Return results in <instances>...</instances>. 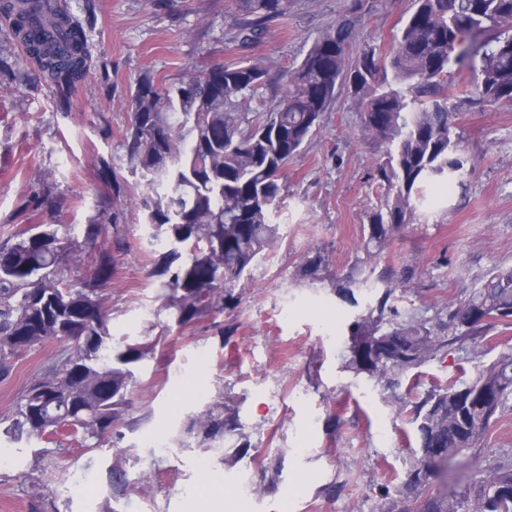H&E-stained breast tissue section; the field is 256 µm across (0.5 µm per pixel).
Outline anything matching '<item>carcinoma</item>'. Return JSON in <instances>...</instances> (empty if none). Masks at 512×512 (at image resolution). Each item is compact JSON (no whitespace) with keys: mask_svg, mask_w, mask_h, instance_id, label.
<instances>
[{"mask_svg":"<svg viewBox=\"0 0 512 512\" xmlns=\"http://www.w3.org/2000/svg\"><path fill=\"white\" fill-rule=\"evenodd\" d=\"M9 17L24 35L28 55L61 93L60 105L90 73L83 27L57 10L41 29L26 3ZM236 38H261L288 16L293 0H231ZM376 0H344L336 21L312 42L285 84L272 85L268 69L247 61L187 69L175 82L143 71L127 90L130 124L124 133L123 176L98 157V173L115 202L85 224H31L0 239V382L24 353L47 342L62 346L24 388L15 410L0 418V436L12 442L49 440L70 430L83 447L112 448L106 470L111 498L126 495L131 480L121 444L130 418V387L141 343L112 346L104 285L117 273L112 248L124 250L125 202L136 207L151 244L161 243L151 270L166 307L186 325L214 319L234 305L238 283L279 239L272 217L284 203L283 171L320 129L336 99L356 100L362 137L385 148L376 173L388 186L362 249L381 252L415 220L430 198L462 184L466 171L457 132V89L473 103L512 102V0H415L416 8L386 54L368 45L350 55L361 19ZM271 93L260 115L253 100ZM133 177L129 182L127 177ZM60 198L33 194L18 210L52 211ZM90 268L86 277L82 267ZM329 260L304 257L303 279H326ZM402 281L388 282L375 312L350 326V364L379 384L417 368L456 342L483 337L487 322L512 318V268H498L455 306L448 320L429 328L385 319L389 297ZM512 400V353L480 366L474 378L437 386L415 403L412 422L420 457L396 490L403 508L388 512H512V461L495 460L450 494L427 491L430 477L463 467L479 449L495 415ZM185 433L216 440L239 437L232 461L252 448L239 408L221 396L189 419Z\"/></svg>","mask_w":512,"mask_h":512,"instance_id":"1","label":"carcinoma"}]
</instances>
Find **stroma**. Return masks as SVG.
Instances as JSON below:
<instances>
[{"mask_svg":"<svg viewBox=\"0 0 512 512\" xmlns=\"http://www.w3.org/2000/svg\"><path fill=\"white\" fill-rule=\"evenodd\" d=\"M86 20L91 74L69 110L57 88L17 46L0 20V57L14 64L13 89L0 94V236L28 224H82L116 203L95 159L122 169L129 114L128 85L141 72L176 79L190 67L245 59L283 80L320 31L336 21L343 0H294L288 17L264 38L241 46L230 0H63ZM414 0H378L361 23L358 45L389 51L391 35ZM359 104L340 96L326 124L291 160L287 196L274 216L277 246L236 287L239 302L220 337L210 319L180 326L150 278L152 253L141 215L126 205V250L105 287L113 343L141 342L150 352L136 371L125 443L132 488L110 500L106 470L112 451L81 448L65 435L51 443L42 479L59 512H386L384 489H397L416 462L413 402L437 385L469 379L477 366L512 352V319L488 326L476 344L453 345L399 376L397 390L350 368L349 326L375 308L388 280L403 278L388 301L404 320L436 324L497 267H512V103L458 106V130L469 159L464 183L426 207L375 258L361 248L363 229L387 192L376 177L381 149L360 132ZM63 197L53 212H19L22 197ZM321 250L331 280L296 275L304 254ZM360 280L352 295L333 280ZM47 343L24 354L0 382V417L14 409L34 374L57 354ZM231 397L250 437V457L222 463L198 440L180 447L189 415L218 393ZM512 456V401L486 432L470 469L449 476L460 487L486 458ZM31 445L0 440V512H31ZM280 465L276 480L265 468ZM150 470L142 479V470ZM261 492L242 493V485Z\"/></svg>","mask_w":512,"mask_h":512,"instance_id":"stroma-1","label":"stroma"}]
</instances>
